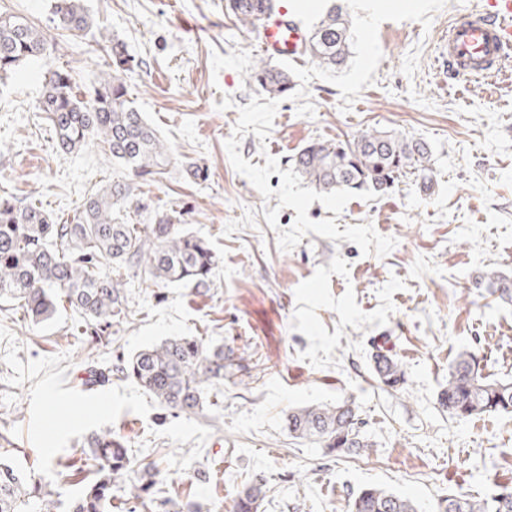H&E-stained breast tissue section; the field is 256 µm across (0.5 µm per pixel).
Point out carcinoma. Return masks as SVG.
I'll use <instances>...</instances> for the list:
<instances>
[{"label":"carcinoma","mask_w":512,"mask_h":512,"mask_svg":"<svg viewBox=\"0 0 512 512\" xmlns=\"http://www.w3.org/2000/svg\"><path fill=\"white\" fill-rule=\"evenodd\" d=\"M226 8L244 24H255L275 8V0H227ZM54 19L76 35L93 27L81 0H54ZM351 31L339 7L326 16L304 40L302 54L321 66L336 69L349 56ZM105 69L86 94L74 90L70 69L52 62L56 47L36 25L20 14H0V79L24 64L41 60L48 65L43 92L35 109L43 113L54 133L56 154L67 156L96 140L112 160L146 182H155L173 157L143 113L128 99L125 76L135 68L123 41L107 37L103 45ZM275 97L288 95V75L257 64L251 74ZM297 172L315 188L332 193L371 185L389 189L399 177L424 172L432 149L421 138L388 131L365 130L349 141H311L292 158ZM135 187L112 181L89 195L79 207L75 223H60L47 210L0 195V302L15 303L38 322L50 319L58 306L68 304L87 321L112 326L122 311L124 283L112 276L122 266H145L168 284L202 288L218 266L207 242L188 231L180 218L154 210L138 224L118 217L132 208ZM512 301V278L492 272L477 281ZM234 352L211 346L201 337L177 336L143 349L117 368L167 409L196 414L205 403L207 386L224 380L233 366ZM381 383L394 388L405 383L401 365L382 354L374 356ZM448 415L469 419L512 412V381L482 375L472 354L462 353L450 365L448 384L438 395ZM288 432L310 439L330 453H360L373 444L361 430L352 403L338 401L288 413ZM80 453L98 463L71 512H106L112 483L130 468L124 443L110 433L88 436ZM41 483L25 480L0 463V512H53ZM265 482L256 479L238 496L234 512H258ZM349 512H419L412 500L380 487H366L349 502ZM438 512H512V493L488 499L450 494Z\"/></svg>","instance_id":"cac0c4a2"}]
</instances>
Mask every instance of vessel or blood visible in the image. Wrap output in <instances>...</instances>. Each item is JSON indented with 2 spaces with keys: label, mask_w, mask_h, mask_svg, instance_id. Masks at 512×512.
I'll use <instances>...</instances> for the list:
<instances>
[{
  "label": "vessel or blood",
  "mask_w": 512,
  "mask_h": 512,
  "mask_svg": "<svg viewBox=\"0 0 512 512\" xmlns=\"http://www.w3.org/2000/svg\"><path fill=\"white\" fill-rule=\"evenodd\" d=\"M303 37L282 6L264 19L261 49L281 60H295ZM442 53L449 72L457 75L477 79L504 70L512 60V0H486L485 7L452 22Z\"/></svg>",
  "instance_id": "b4317fda"
}]
</instances>
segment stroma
Here are the masks:
<instances>
[{
  "mask_svg": "<svg viewBox=\"0 0 512 512\" xmlns=\"http://www.w3.org/2000/svg\"><path fill=\"white\" fill-rule=\"evenodd\" d=\"M52 0H0L47 31L79 92L102 66V33L124 40L138 66L129 97L177 162L137 184L97 143L61 157L34 110L43 62L0 81V190L73 220L109 181L136 184L148 209H175L220 264L208 292L123 270L125 302L103 333L73 309L35 323L0 306V462L51 490L69 512L92 463L78 449L93 432L123 439L136 466L157 465L158 499L233 512L253 478L259 512H348L369 485L437 512L451 493L512 488V413L451 418L438 402L461 352L512 379V302L476 279L512 276V84L449 75L439 56L448 23L482 0H287L313 27L330 5L351 22V54L332 71L309 57L272 60L294 88L269 96L249 80L260 25L224 0H83L96 21L59 29ZM366 129L424 139L431 171L390 189L319 192L291 158L312 140ZM206 167L196 181L186 164ZM172 336L233 349L240 362L205 390L197 415L174 414L132 381L82 385L87 365L113 369ZM405 371L381 384L373 357ZM355 402L369 453H326L289 435L294 409Z\"/></svg>",
  "mask_w": 512,
  "mask_h": 512,
  "instance_id": "35a3bbf8",
  "label": "stroma"
}]
</instances>
